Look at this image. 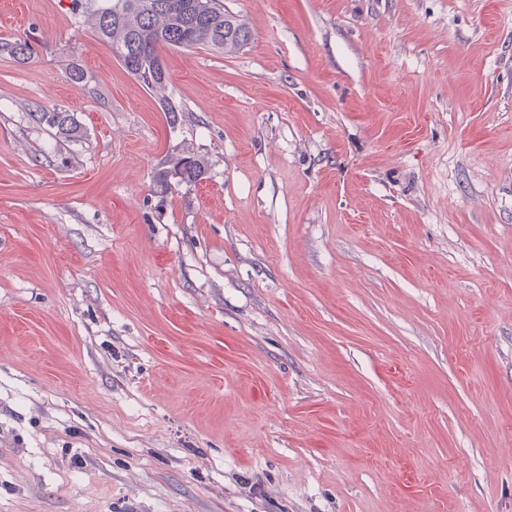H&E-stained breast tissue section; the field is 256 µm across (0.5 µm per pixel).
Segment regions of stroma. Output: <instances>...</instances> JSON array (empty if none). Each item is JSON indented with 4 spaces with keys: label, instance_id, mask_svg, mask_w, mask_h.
Listing matches in <instances>:
<instances>
[{
    "label": "stroma",
    "instance_id": "1",
    "mask_svg": "<svg viewBox=\"0 0 512 512\" xmlns=\"http://www.w3.org/2000/svg\"><path fill=\"white\" fill-rule=\"evenodd\" d=\"M224 4L158 91L0 0V512H512V0ZM35 117L39 123H46L54 130V136L62 142H76L83 137L82 127L72 112H36ZM179 154L173 167L169 171H164L158 174L156 182L160 184L165 190L171 189V183L167 180V172H179L181 178L179 182L195 183L205 173L204 161L189 151H183Z\"/></svg>",
    "mask_w": 512,
    "mask_h": 512
}]
</instances>
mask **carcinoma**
Here are the masks:
<instances>
[{
  "label": "carcinoma",
  "mask_w": 512,
  "mask_h": 512,
  "mask_svg": "<svg viewBox=\"0 0 512 512\" xmlns=\"http://www.w3.org/2000/svg\"><path fill=\"white\" fill-rule=\"evenodd\" d=\"M88 17L114 57L152 89L168 81L161 49L203 46L232 53L253 38L243 19L224 12L221 0H96L90 5ZM3 49L23 62L30 58L34 46L27 39H19ZM36 119L54 130V136L62 142L83 137L74 114L66 110L38 112ZM170 171L180 173L182 182L195 183L205 173V164L186 151L176 157Z\"/></svg>",
  "instance_id": "cac0c4a2"
}]
</instances>
